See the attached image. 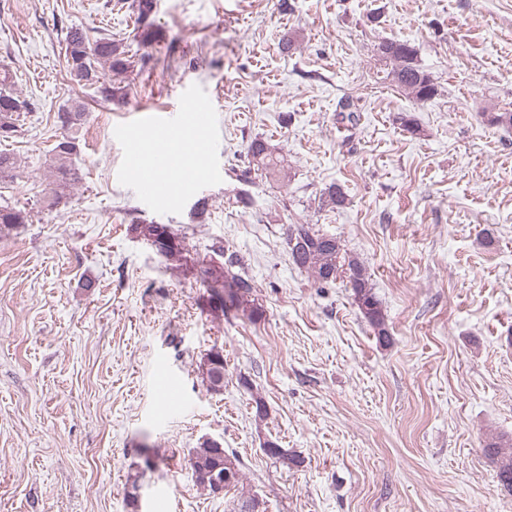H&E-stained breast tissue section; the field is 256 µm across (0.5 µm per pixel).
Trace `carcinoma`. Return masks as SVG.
<instances>
[{"instance_id": "cac0c4a2", "label": "carcinoma", "mask_w": 512, "mask_h": 512, "mask_svg": "<svg viewBox=\"0 0 512 512\" xmlns=\"http://www.w3.org/2000/svg\"><path fill=\"white\" fill-rule=\"evenodd\" d=\"M153 10L152 0H136L135 11L139 27L143 29L140 46L151 43L148 31L151 28L149 16ZM65 54L70 81L83 87L87 84L96 86L98 96L109 101L114 96L112 82L99 75L98 66L103 65L116 73H123L130 67L128 51L122 44L112 39V35L104 34L91 38L80 28H70L65 37ZM376 56L389 67L386 74L398 90L404 92L418 103H426L438 94L437 84L433 76L426 71L418 60V52L407 42L384 40L376 47ZM12 77L8 72L0 73V137L3 133L14 136L16 126L12 121L14 113L28 108L11 91ZM84 114L83 105L74 102L62 107L57 113L62 129L64 144H56L51 150L48 164V205L53 207L70 197L79 181L78 172L72 168V156L77 152L75 138L67 131L81 124ZM250 164L253 170L264 176H276L284 169V158L261 140L250 145ZM20 178L15 157L0 152V184L13 183ZM320 207L335 210L346 203V194L338 184H330L321 190ZM26 210L9 203L0 204V234L11 231L20 224L28 223ZM163 232L177 240V247L169 249L161 243V234L152 224H138L135 230L143 236L156 239L161 244L157 249L165 259L181 261L184 259L183 241L178 239L166 225H161ZM293 264L304 271L309 278L319 284H329L337 278L346 279L353 299L359 310L374 327L378 341L382 344L390 341L386 328L381 302L369 284L365 268L344 250L341 240L315 228L313 224H291L284 239ZM240 264L239 259L231 258L228 266L213 265L207 270V288L209 297L214 302L215 310H244L249 317L257 318L261 309L252 299L253 284L240 273L232 272V267ZM486 452L497 469L500 490L512 493V438L497 436L486 444ZM229 460L235 468L234 480L228 485L238 497V512H243L246 503L254 500V496L244 492V475L240 469V461L232 453H224V449L215 442L206 441L201 447L194 449L189 465L197 484L205 490H213L214 475L224 471V460Z\"/></svg>"}]
</instances>
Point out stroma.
Instances as JSON below:
<instances>
[{
	"label": "stroma",
	"instance_id": "stroma-1",
	"mask_svg": "<svg viewBox=\"0 0 512 512\" xmlns=\"http://www.w3.org/2000/svg\"><path fill=\"white\" fill-rule=\"evenodd\" d=\"M132 3L0 0V70L29 103L0 139L22 171L0 203L30 214L0 236V512H155L163 495L170 512H233L189 466L207 441L240 459L263 512H512L484 450L512 437V128L485 118L512 112V0H154L155 38L113 76L116 97L72 94L68 28L137 47ZM383 40L417 48L433 100L386 80ZM75 96L80 181L50 208L54 116ZM197 96L213 103L189 155L202 182L171 167V193L142 199L130 139L157 148L163 114ZM408 112L419 134L402 130ZM257 139L287 159L288 186L249 174ZM332 183L347 203L320 210ZM151 223L183 240V268L137 236ZM292 224L363 262L390 344L345 282L321 288L293 265ZM219 247L242 259L259 318L213 313ZM213 349L220 394L199 373ZM162 370L176 397L158 395Z\"/></svg>",
	"mask_w": 512,
	"mask_h": 512
}]
</instances>
